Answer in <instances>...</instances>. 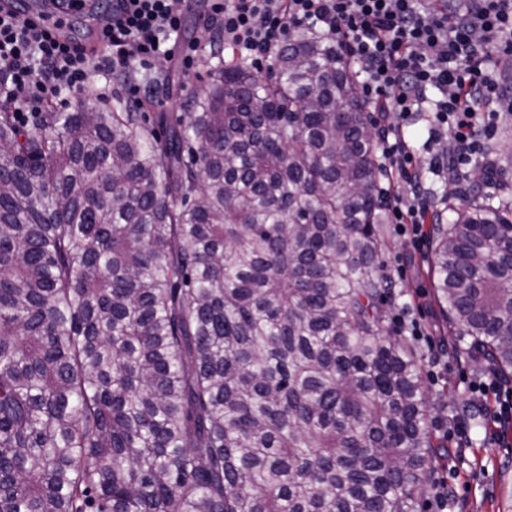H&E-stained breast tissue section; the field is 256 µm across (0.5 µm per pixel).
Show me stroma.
I'll list each match as a JSON object with an SVG mask.
<instances>
[{
    "label": "stroma",
    "instance_id": "35a3bbf8",
    "mask_svg": "<svg viewBox=\"0 0 512 512\" xmlns=\"http://www.w3.org/2000/svg\"><path fill=\"white\" fill-rule=\"evenodd\" d=\"M208 80L207 63L183 70L175 60L160 61L154 76L140 77L142 98L159 100L167 112H179L188 95L202 89ZM385 259L400 263L404 275L396 282L398 305H412L413 315L429 332L415 340L423 358L422 375L434 407L432 429L436 439L456 425H463L461 449L440 461L437 475L451 493L445 510H438L433 494H426L422 512H512V428H496L485 414L458 419L444 413V406L476 405L471 381L487 373L484 362L474 356H458V344L438 318V307L430 288L427 257L415 254L410 243L393 228H386Z\"/></svg>",
    "mask_w": 512,
    "mask_h": 512
}]
</instances>
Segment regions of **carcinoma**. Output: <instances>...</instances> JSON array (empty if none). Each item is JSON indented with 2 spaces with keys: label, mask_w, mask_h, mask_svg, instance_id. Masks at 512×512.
Instances as JSON below:
<instances>
[{
  "label": "carcinoma",
  "mask_w": 512,
  "mask_h": 512,
  "mask_svg": "<svg viewBox=\"0 0 512 512\" xmlns=\"http://www.w3.org/2000/svg\"><path fill=\"white\" fill-rule=\"evenodd\" d=\"M355 89L302 29L185 112L0 104V512H419L441 448ZM439 201L434 299L512 382V197Z\"/></svg>",
  "instance_id": "obj_1"
}]
</instances>
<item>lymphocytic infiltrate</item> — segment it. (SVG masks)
<instances>
[{
  "label": "lymphocytic infiltrate",
  "instance_id": "f902f5d3",
  "mask_svg": "<svg viewBox=\"0 0 512 512\" xmlns=\"http://www.w3.org/2000/svg\"><path fill=\"white\" fill-rule=\"evenodd\" d=\"M469 2L448 10L434 0H207V28L258 64L272 62L296 29L317 28L359 66V93L376 114L380 158L396 177L383 191L390 220L420 253L433 213L425 171L460 179L483 154L500 115L512 112V92L491 72L512 63V0ZM186 6L187 0H112L95 49L0 9V70L27 89L23 109L35 112L48 98L82 88L97 57L119 74L174 58L192 69L202 43L179 38ZM432 88L441 94L431 111L437 149L424 164L403 128Z\"/></svg>",
  "mask_w": 512,
  "mask_h": 512
}]
</instances>
